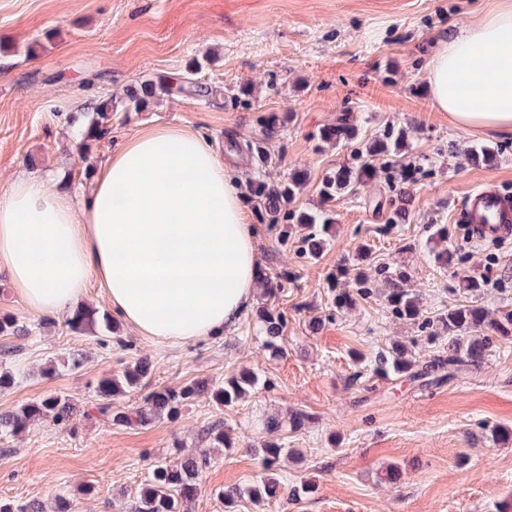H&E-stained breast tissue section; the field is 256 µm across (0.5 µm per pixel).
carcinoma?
<instances>
[{
    "label": "carcinoma",
    "instance_id": "obj_1",
    "mask_svg": "<svg viewBox=\"0 0 512 512\" xmlns=\"http://www.w3.org/2000/svg\"><path fill=\"white\" fill-rule=\"evenodd\" d=\"M164 95L196 94L197 85L189 80H180L173 85H156L151 80L143 81L139 87L126 89L128 105L140 111L154 98L157 93ZM112 134V99L100 100L92 107V116L77 151L85 155L92 147ZM407 129H389L384 134L366 144L362 143L357 128L344 121L327 127L321 132V139L336 145L343 143L353 148L357 165L340 168L323 181L320 195L328 202L336 196L350 190L353 185L371 178L376 173L375 162H382V168L392 166L390 157L395 155L398 147L405 141ZM252 159L260 167L273 163V158L265 143L256 141L247 145ZM303 179L292 175L278 182H267L254 179L248 182L249 198L261 210L265 223L275 226L288 221L302 224L309 232L302 238L300 254L308 258H316L323 249V239L317 225L327 227L332 218L325 211L319 213L290 212L282 207V202L293 198ZM408 276L403 272L390 275L385 279L387 284V301L392 312L399 318L416 320L419 318V300L409 289L404 288ZM352 289H344L333 295V305L341 308L353 303L354 295L369 294L368 276L358 270L352 278ZM95 312L87 309L76 310L66 320V325L75 333H81L86 327L95 323ZM259 323L264 335L265 346L272 350L280 347L282 332L285 325L282 314L272 308L259 310ZM434 331L428 340L434 341L448 335V368L460 370L464 367L478 368L492 347L493 338L509 339L512 337V313L508 312L499 318L489 317L488 312L477 305L458 304L448 308L432 321ZM28 335V329L11 314L0 315V336L19 337ZM416 358L405 345H393L378 353L373 360V372L377 376L415 375ZM153 366L147 359L138 358L121 373L98 380L95 390L99 403L95 406L98 416L118 426L148 424L156 419L174 420L182 409L193 400L207 393L212 401L222 407L232 406L245 398L259 385L258 375L243 370L223 382L209 383L190 381L179 387H155L151 384ZM130 392L140 393V403L134 412L129 413L116 405V399ZM74 405L69 398L57 394L47 395L37 401L21 406L11 412H0V436L16 435L29 429L36 422L49 418L56 425L66 424L73 413ZM205 441L214 448H228L230 443L224 432V422L213 421L202 429ZM256 453L261 457L265 471L262 479L264 496L275 499L283 492L282 481L278 475L277 464L280 459L295 453L292 448L284 447L275 437L262 442ZM210 458L206 453L196 458H187L175 462H156L152 464L149 478L140 490L134 512H185V504L195 498L203 482L204 473L209 466ZM246 494L239 487H228L221 493L225 512H237L238 503Z\"/></svg>",
    "mask_w": 512,
    "mask_h": 512
}]
</instances>
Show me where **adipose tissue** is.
<instances>
[{"instance_id":"adipose-tissue-1","label":"adipose tissue","mask_w":512,"mask_h":512,"mask_svg":"<svg viewBox=\"0 0 512 512\" xmlns=\"http://www.w3.org/2000/svg\"><path fill=\"white\" fill-rule=\"evenodd\" d=\"M428 81L436 111L512 136V0L441 39ZM254 236L222 156L182 128L138 132L81 196L25 172L0 189V273L32 312L62 315L96 284L134 331L173 344L222 333L250 307Z\"/></svg>"}]
</instances>
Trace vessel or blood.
<instances>
[{
  "instance_id": "vessel-or-blood-1",
  "label": "vessel or blood",
  "mask_w": 512,
  "mask_h": 512,
  "mask_svg": "<svg viewBox=\"0 0 512 512\" xmlns=\"http://www.w3.org/2000/svg\"><path fill=\"white\" fill-rule=\"evenodd\" d=\"M454 221L477 242L511 238L512 195L495 188L474 190L458 205Z\"/></svg>"
}]
</instances>
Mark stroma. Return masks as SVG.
<instances>
[{
  "label": "stroma",
  "mask_w": 512,
  "mask_h": 512,
  "mask_svg": "<svg viewBox=\"0 0 512 512\" xmlns=\"http://www.w3.org/2000/svg\"><path fill=\"white\" fill-rule=\"evenodd\" d=\"M499 0H0V187L22 170L62 177L70 192L86 186L87 169L147 125L174 126L207 138L239 186L302 172L306 181L290 210H327L318 260L301 257L304 231L295 223L255 226L259 265L254 301L222 334L173 345L126 326L75 333L63 320L45 326L0 276V314L30 329L5 358L16 380L0 392V412L57 394L75 410L67 426L46 420L0 437V499L36 502L53 512L57 496L74 512H116L112 500H134L149 467L209 449L211 465L188 512H224L219 490L258 486L260 457L247 443L265 439L271 415L309 414L278 439L304 459H282L281 500L245 498L239 512H506L512 501V439L495 443L491 429L512 431V339L495 340L480 369L425 379L381 378L364 370L353 380L354 355L373 359L393 342L413 346L419 364L447 358L448 340L427 342L423 323L462 300L490 314L512 311V239L470 242L453 211L475 189L512 193V138L475 133L430 106L427 66L440 39L466 27ZM194 76L196 95H157L147 108L127 106L125 91ZM250 90L236 103L240 87ZM112 99V139L89 155L76 149L70 114ZM280 124L265 130L264 120ZM349 115L362 140L389 128H411L391 173L377 171L352 192L323 202V177L354 166L349 148L321 141L322 129ZM267 140L278 168H258L248 142ZM498 148L493 164H473L470 147ZM414 175L403 179L402 167ZM447 226L451 262L436 258L433 231ZM370 259L360 262V252ZM365 265L371 295L334 308L326 279ZM406 268L407 289L420 302L418 320L393 314L384 293L386 272ZM289 273L282 288L267 284ZM485 279L466 296L463 278ZM285 318L283 351L263 346L257 310ZM82 354V369L63 363ZM146 357L152 382L178 387L192 379L221 382L249 369L261 385L230 407L201 395L177 420L116 426L99 419L95 385ZM56 372H49V365ZM223 418L229 441L208 448L202 427ZM400 479L389 484L387 465ZM315 485L309 495L301 484ZM92 494H83V487Z\"/></svg>",
  "instance_id": "obj_1"
}]
</instances>
